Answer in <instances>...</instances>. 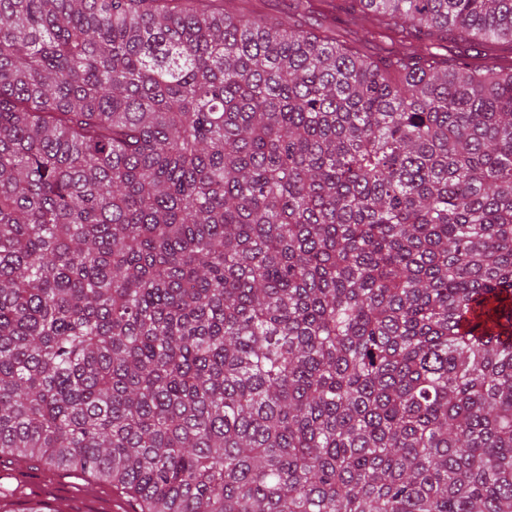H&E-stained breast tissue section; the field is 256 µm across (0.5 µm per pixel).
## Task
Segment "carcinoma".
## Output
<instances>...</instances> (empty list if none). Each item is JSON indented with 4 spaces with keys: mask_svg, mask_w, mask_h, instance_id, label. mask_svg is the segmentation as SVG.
<instances>
[{
    "mask_svg": "<svg viewBox=\"0 0 512 512\" xmlns=\"http://www.w3.org/2000/svg\"><path fill=\"white\" fill-rule=\"evenodd\" d=\"M344 4L0 0V456L141 512H512V67L441 52L512 0ZM244 14L260 12L270 19H291L299 21L306 29L328 31L337 41L345 42L353 38L357 26L361 24L356 15L351 17L343 12L326 14L308 12L305 1L297 0H244L241 5Z\"/></svg>",
    "mask_w": 512,
    "mask_h": 512,
    "instance_id": "1",
    "label": "carcinoma"
}]
</instances>
